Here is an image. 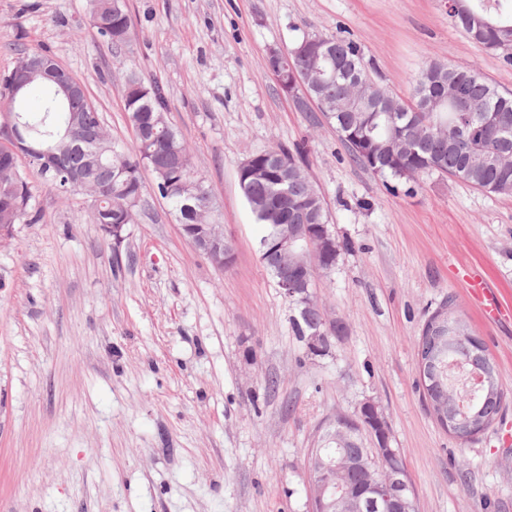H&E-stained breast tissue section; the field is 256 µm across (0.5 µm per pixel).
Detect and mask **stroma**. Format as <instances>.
Instances as JSON below:
<instances>
[{"mask_svg":"<svg viewBox=\"0 0 512 512\" xmlns=\"http://www.w3.org/2000/svg\"><path fill=\"white\" fill-rule=\"evenodd\" d=\"M126 6L130 36L115 45L91 25L88 0H0V71L31 49L52 55L121 147L134 139L126 75L162 86L233 259L218 268L193 247L151 171L117 249L84 196L40 189L37 223L0 244V512H308L309 448L367 400L385 414L415 512H512V196L439 172L373 173L266 64L269 49L340 35L408 102L432 60L477 66L512 91V49L471 43L448 0ZM298 143L340 245L312 288L338 328L320 356L295 336L297 312L260 262L238 179L246 158ZM475 277L504 317L484 316ZM448 300L506 393L466 443L435 420L419 380L417 338Z\"/></svg>","mask_w":512,"mask_h":512,"instance_id":"obj_1","label":"stroma"}]
</instances>
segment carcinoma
Returning a JSON list of instances; mask_svg holds the SVG:
<instances>
[{
	"label": "carcinoma",
	"instance_id": "1",
	"mask_svg": "<svg viewBox=\"0 0 512 512\" xmlns=\"http://www.w3.org/2000/svg\"><path fill=\"white\" fill-rule=\"evenodd\" d=\"M90 18L99 34L120 44L127 40L130 20L122 0H90ZM448 20L472 43L489 52L512 48V0H462V7L448 12ZM327 56L325 76L314 96L319 109L346 140L345 126L359 128L362 141L347 144L353 159L363 167L379 169V175L402 178L443 171L489 194H512V92H501L472 65L459 67L430 62L423 67L413 87L414 105L402 102L369 75L360 47L339 36H313ZM363 83L362 94L386 104V111L403 114L412 138L406 147L385 124L384 116L367 109L344 115L333 112L336 104L352 94L353 81ZM125 109L132 126L142 135L127 148L112 141L99 142V161L90 178L103 188L90 200L88 216L107 232L113 224H132L144 202L141 169H149L159 195L167 200L182 224L197 223V212H216L211 190L200 198L189 196L191 185L206 179L195 170L187 143L169 122L165 92L156 83L146 84L135 74L123 84ZM11 111L37 141L49 132L62 133L77 116L93 121L98 111L81 95L65 96L57 87L35 79L18 94H12L10 70L0 73V113ZM288 156V180L283 186L273 181H248L241 192L263 235L271 221L268 207L279 203L287 224L327 223L324 204L313 197V182L305 166L304 149H272ZM85 156L76 151L58 159L51 173L32 164L44 187L64 198L77 194L68 187L69 168L82 164ZM37 188L23 169L0 181V226L33 224L38 221ZM298 317L292 329L301 340L321 324L316 302L296 304ZM472 332L452 305L446 304L425 323L417 339V354L428 361L433 386L426 389L435 415L451 420L455 434L467 441L489 427L500 413L506 395L488 394L483 384L464 390L462 375L491 377L498 382L497 367L483 344H474Z\"/></svg>",
	"mask_w": 512,
	"mask_h": 512
}]
</instances>
